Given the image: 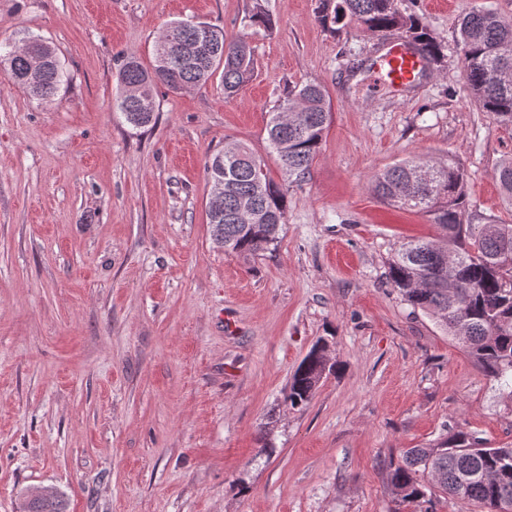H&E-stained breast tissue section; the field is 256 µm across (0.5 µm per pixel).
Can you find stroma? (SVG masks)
<instances>
[{"mask_svg":"<svg viewBox=\"0 0 512 512\" xmlns=\"http://www.w3.org/2000/svg\"><path fill=\"white\" fill-rule=\"evenodd\" d=\"M0 0V41L38 35L67 80L35 99L0 69V512L51 488L69 512H479L397 496L389 465L446 428L512 444V401L388 281L430 216L385 204L370 179L401 159L454 158L464 223L512 224L495 179L512 127L467 97L454 58L473 9L512 0H404L443 48L413 93L380 85L385 36L332 33L317 0ZM193 19L246 37L252 80L155 85L154 124L114 112L124 56L151 64L162 29ZM316 82L331 122L288 189L273 252H225L208 222L206 161L241 142L281 172L266 124L288 87ZM333 371L284 402L318 340Z\"/></svg>","mask_w":512,"mask_h":512,"instance_id":"1","label":"stroma"}]
</instances>
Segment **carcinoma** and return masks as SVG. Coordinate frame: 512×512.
I'll list each match as a JSON object with an SVG mask.
<instances>
[{
    "instance_id": "1",
    "label": "carcinoma",
    "mask_w": 512,
    "mask_h": 512,
    "mask_svg": "<svg viewBox=\"0 0 512 512\" xmlns=\"http://www.w3.org/2000/svg\"><path fill=\"white\" fill-rule=\"evenodd\" d=\"M402 0H319L317 21L325 28L348 22L373 32L404 31L406 45L431 62L444 57L427 25L401 9ZM249 21L266 29L273 19L265 0H255ZM26 46L0 43V65L7 78L30 89L41 100L55 97L66 81L55 50L30 36ZM456 65L468 98L497 123L512 126V17L473 10L459 23ZM255 72L254 50L241 37L229 40L224 29L208 23L188 28L170 22L157 40L154 63L144 68L134 56L118 72L121 93L116 111L134 127L149 125L155 112L152 89L164 84L173 91L207 84L220 75L224 95L234 96ZM324 87L310 82L285 92L270 113L267 141L284 174L300 181L310 174L330 121ZM211 183L224 182V192L211 197L209 224L214 237L224 238V251L243 260L274 250L288 211V188L268 175L264 160L242 143H233L206 163ZM427 171L430 179H419ZM502 194L512 205V159L495 172ZM373 191L388 205L432 217L440 230L434 239L408 240L395 250L388 278L413 310L432 317L462 345L467 355L512 399V224H465L467 183L455 162L405 158L371 178ZM456 266L448 270V256ZM330 365L305 357L296 369L286 404L307 405L318 380ZM390 483L411 502H429L437 494L481 512H512V445H486L475 431L449 429L433 444L408 448L392 468ZM24 512H67L63 495L26 501Z\"/></svg>"
}]
</instances>
